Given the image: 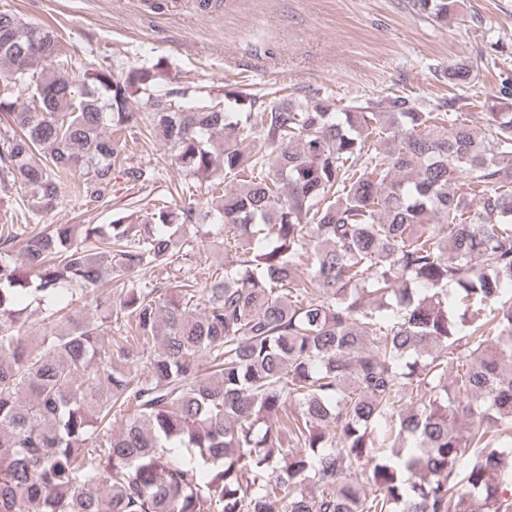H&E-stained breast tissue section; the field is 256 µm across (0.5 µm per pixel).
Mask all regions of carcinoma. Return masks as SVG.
<instances>
[{
    "label": "carcinoma",
    "mask_w": 512,
    "mask_h": 512,
    "mask_svg": "<svg viewBox=\"0 0 512 512\" xmlns=\"http://www.w3.org/2000/svg\"><path fill=\"white\" fill-rule=\"evenodd\" d=\"M0 63V183L38 211L110 202L118 169L150 180L122 138L144 96L209 183L141 223L0 224V512H512V77L467 117L402 95L341 120L186 107L151 94L157 64L75 79L58 35L7 11ZM207 238L235 260L200 271Z\"/></svg>",
    "instance_id": "obj_1"
}]
</instances>
